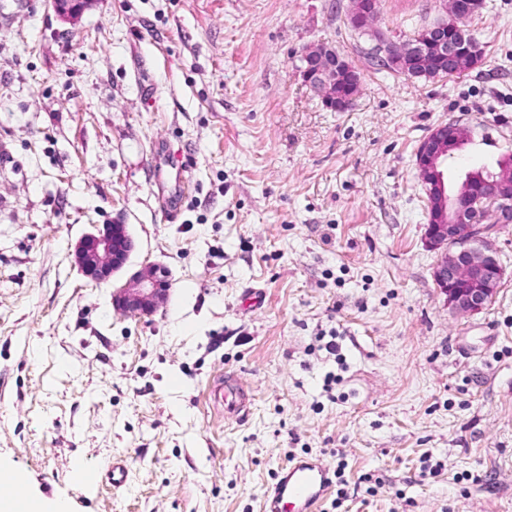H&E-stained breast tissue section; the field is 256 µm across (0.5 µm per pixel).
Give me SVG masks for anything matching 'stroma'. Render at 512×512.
<instances>
[{"label": "stroma", "instance_id": "obj_1", "mask_svg": "<svg viewBox=\"0 0 512 512\" xmlns=\"http://www.w3.org/2000/svg\"><path fill=\"white\" fill-rule=\"evenodd\" d=\"M466 23L483 64L388 73L353 0H0V466L70 512H263L290 458L344 457L348 497L317 512H512V223L489 232L504 279L452 314L426 248L419 143L470 136L449 184L512 153V0ZM445 0H379L412 38ZM328 42L360 73L345 111L296 73ZM183 168L175 219L161 211ZM126 224L122 272L96 284L72 244ZM167 303L123 316L141 267ZM337 336L339 355L326 349ZM238 379L246 412L213 410ZM442 465L422 477V459ZM126 485L89 488L74 460ZM169 291L168 271L164 267L147 265L113 291L112 305L124 313L152 315L167 303Z\"/></svg>", "mask_w": 512, "mask_h": 512}]
</instances>
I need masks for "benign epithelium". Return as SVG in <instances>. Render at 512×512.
Segmentation results:
<instances>
[{"mask_svg":"<svg viewBox=\"0 0 512 512\" xmlns=\"http://www.w3.org/2000/svg\"><path fill=\"white\" fill-rule=\"evenodd\" d=\"M92 0H52L55 12L66 19L81 17ZM483 0H450L447 13L452 17H473L479 14ZM378 14V0H358L349 22L364 29ZM373 47L378 62L397 68L405 62L420 65L432 59L450 70L461 62L475 61L482 55L480 44L473 38L457 34L448 36V19L426 26L420 34L397 44L381 31H373ZM303 83L321 98L333 112H343L351 104L346 94L359 81L357 69L336 48L326 42L309 47L302 53L297 69ZM467 141L459 126L441 124L434 127L420 142L415 153V166L429 198L425 243L437 252L433 278L448 308L459 315L482 312L496 298L504 276L498 248L486 235L483 220L488 213L496 223L512 222V182H503L486 193L488 204L466 189L473 183L471 175L457 186L448 185L444 164L448 153ZM133 248L126 225L113 222L81 237L74 245V266L94 283L107 282L126 264ZM170 291L168 271L147 265L133 273L112 293L115 309L134 315H151L163 307Z\"/></svg>","mask_w":512,"mask_h":512,"instance_id":"obj_1","label":"benign epithelium"}]
</instances>
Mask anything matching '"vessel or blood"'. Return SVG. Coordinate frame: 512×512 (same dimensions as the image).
<instances>
[{
  "instance_id": "obj_1",
  "label": "vessel or blood",
  "mask_w": 512,
  "mask_h": 512,
  "mask_svg": "<svg viewBox=\"0 0 512 512\" xmlns=\"http://www.w3.org/2000/svg\"><path fill=\"white\" fill-rule=\"evenodd\" d=\"M213 405L226 406L230 412L246 407V394L235 382L215 385L209 391ZM330 481V467L319 459H300L281 470L273 487L268 512H312L322 499ZM0 498L11 500L18 512H25L29 496L22 484L1 481Z\"/></svg>"
}]
</instances>
